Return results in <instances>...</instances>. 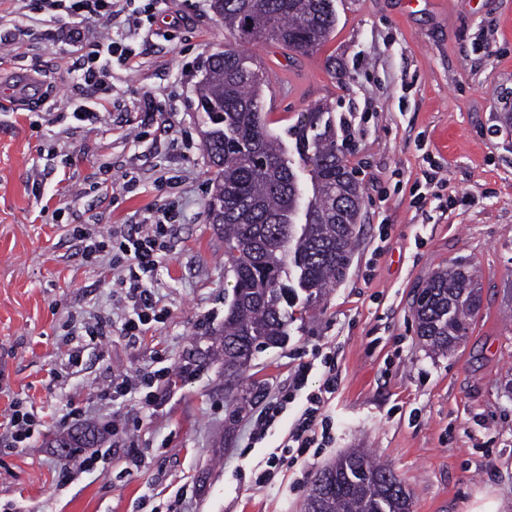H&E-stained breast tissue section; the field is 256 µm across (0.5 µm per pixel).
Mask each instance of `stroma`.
I'll return each instance as SVG.
<instances>
[{
  "label": "stroma",
  "instance_id": "stroma-1",
  "mask_svg": "<svg viewBox=\"0 0 512 512\" xmlns=\"http://www.w3.org/2000/svg\"><path fill=\"white\" fill-rule=\"evenodd\" d=\"M154 4L157 34L137 66L112 70L109 116L75 129L36 122L66 109L72 46L40 0H0V18L32 30L22 44H0V92L19 72L41 86L38 104L0 111V422L16 398L47 417L27 447L0 435V512H302L317 469L352 449L393 468L412 512H512V0H420L412 10L405 0H335L334 31L312 56L247 45L274 80L286 66L311 65L300 96L279 89L268 100L270 128L294 156L290 127L328 105L363 196L345 278L244 374L272 398L314 350L333 353L336 392L324 414L335 440L261 486L257 467L283 446L300 406L251 444L260 403L234 412L220 359L201 354L233 282L207 213L195 90L229 35L210 0ZM169 14L181 17L179 29H167ZM147 91L164 119L140 131ZM101 167L114 183L129 169L141 181L113 198L84 193ZM169 202L178 231L153 275L168 314L131 343L110 280L83 260L68 229L136 224ZM59 207L65 215L52 221ZM458 261L478 272L481 310L455 354L438 356L418 337L413 301L435 270ZM77 311L111 314V335L67 337ZM190 363L196 371L181 376ZM164 366L178 378L156 403L136 397L116 412L104 399L113 373ZM70 402L84 409L81 423L54 419ZM116 420L126 431L91 470L53 446Z\"/></svg>",
  "mask_w": 512,
  "mask_h": 512
}]
</instances>
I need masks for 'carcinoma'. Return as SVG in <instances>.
I'll list each match as a JSON object with an SVG mask.
<instances>
[{"mask_svg": "<svg viewBox=\"0 0 512 512\" xmlns=\"http://www.w3.org/2000/svg\"><path fill=\"white\" fill-rule=\"evenodd\" d=\"M239 46L207 58L199 82L198 109L206 127L203 151L213 169L207 210L224 232L225 273L234 282L218 331L224 379L233 382L255 353L282 344L294 320L288 311L295 289L282 281L293 268L306 292L302 311L323 290L343 280L356 239L362 193L336 146L328 107L301 114L290 129L299 159L309 167L311 196L304 197L294 163L267 128L264 112L269 73L247 59L242 45L274 43L309 54L319 50L336 25L333 0H211ZM481 307L476 272L458 263L434 273L415 299L418 335L435 354L456 351ZM322 512H411L410 494L387 465L360 450L339 456L314 476Z\"/></svg>", "mask_w": 512, "mask_h": 512, "instance_id": "cac0c4a2", "label": "carcinoma"}]
</instances>
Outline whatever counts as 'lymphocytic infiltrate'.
<instances>
[{
	"instance_id": "1",
	"label": "lymphocytic infiltrate",
	"mask_w": 512,
	"mask_h": 512,
	"mask_svg": "<svg viewBox=\"0 0 512 512\" xmlns=\"http://www.w3.org/2000/svg\"><path fill=\"white\" fill-rule=\"evenodd\" d=\"M42 9L79 52L70 72L69 118L79 125L103 121L112 106V66H134L138 56L135 40L149 36L154 15L137 0H42ZM178 216L175 206L164 205L149 209L142 223L127 228L115 225L105 232H88L80 225L73 228L83 245L85 261L111 274L113 287L120 290L121 331L129 341L146 336L167 314L155 296L153 274L169 256L167 238ZM318 365L323 368L322 381L312 389L308 381ZM169 377L166 368L135 375L117 374L104 396L116 403L140 392L149 403L154 399V383L168 381ZM335 391L336 364L332 355H321L316 363H298L287 392L257 417L250 440L264 439L288 406L297 402L301 409L288 433L286 448L302 455L310 448L328 447L333 441L331 428L319 423L318 418Z\"/></svg>"
}]
</instances>
